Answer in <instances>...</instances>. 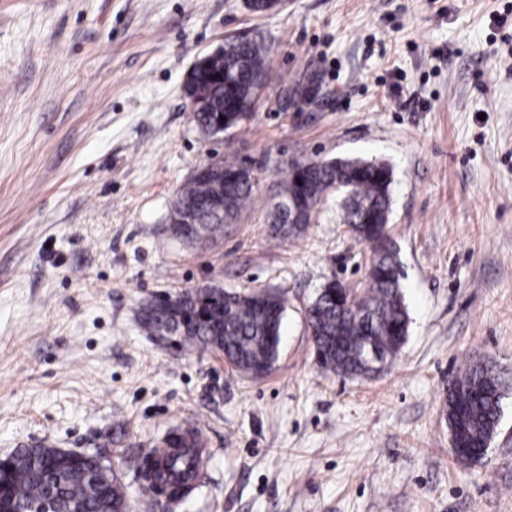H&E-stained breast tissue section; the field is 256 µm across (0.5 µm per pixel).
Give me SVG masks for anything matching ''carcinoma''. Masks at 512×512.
Returning <instances> with one entry per match:
<instances>
[{"instance_id":"obj_1","label":"carcinoma","mask_w":512,"mask_h":512,"mask_svg":"<svg viewBox=\"0 0 512 512\" xmlns=\"http://www.w3.org/2000/svg\"><path fill=\"white\" fill-rule=\"evenodd\" d=\"M270 51L264 37L228 38L198 59L186 80L192 121L213 135L239 125L252 106ZM225 120H220V117ZM277 201L269 213L272 233L284 238L305 233L310 221L336 200L337 217L371 251L367 285L351 288L329 280L307 306L305 322L318 366L325 373L370 377L377 361L390 363L406 342L409 314L397 250L389 240L393 171L383 161L361 158H304L281 166ZM255 181L232 155L199 166L172 200L170 230L187 241L216 238L252 201ZM284 298L254 289L227 291L218 285L152 296L139 310L150 336L171 338L183 350H208L242 372L260 376L279 356ZM512 377L491 362L473 364L448 384L449 436L476 448L492 439L501 402ZM103 455L70 454L36 445L18 448L0 462V497L10 512H125L126 496L102 472ZM201 454L193 449L172 459L146 456L139 477L154 480L150 512H177L199 479Z\"/></svg>"}]
</instances>
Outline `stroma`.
<instances>
[{"label":"stroma","mask_w":512,"mask_h":512,"mask_svg":"<svg viewBox=\"0 0 512 512\" xmlns=\"http://www.w3.org/2000/svg\"><path fill=\"white\" fill-rule=\"evenodd\" d=\"M272 46L253 111L203 137L183 84L225 38ZM315 100L284 110L307 72ZM234 152L253 201L214 242L168 230L175 191ZM388 162L389 235L411 322L378 375L324 374L304 323L370 250L319 215L298 239L265 220L282 162ZM284 293L259 377L146 335L163 291ZM512 374V0H0V457L36 443L100 452L145 512L135 467L202 430L181 512H512V391L482 461L457 460L448 383Z\"/></svg>","instance_id":"obj_1"}]
</instances>
